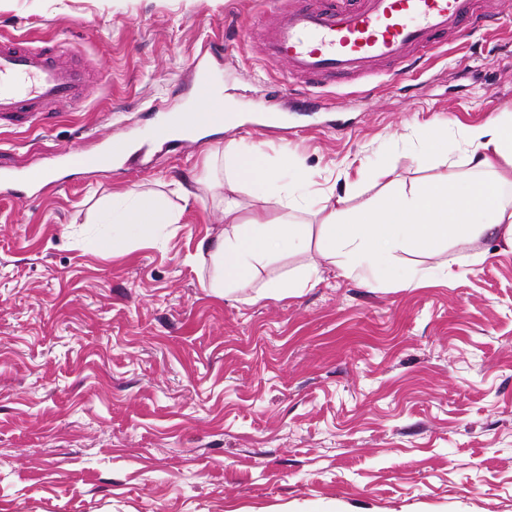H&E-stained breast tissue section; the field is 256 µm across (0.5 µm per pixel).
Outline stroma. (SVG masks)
Instances as JSON below:
<instances>
[{
  "label": "stroma",
  "instance_id": "obj_1",
  "mask_svg": "<svg viewBox=\"0 0 512 512\" xmlns=\"http://www.w3.org/2000/svg\"><path fill=\"white\" fill-rule=\"evenodd\" d=\"M270 7L0 0V40L67 41L90 75L43 124L0 123V172L63 177L40 196L0 186V512H512V247L486 234L345 276L310 212L303 250L271 254L222 297L199 251L224 231V166L207 162L231 141L351 207L446 174L470 129L512 113V0L497 35L307 103L298 81L279 95L285 69L262 53ZM228 22L253 39L230 38L211 72L224 124L161 148L165 113L192 104L196 53ZM259 112L280 128L257 127ZM115 136L144 147L142 167L65 166ZM127 190L179 223L133 241L112 221ZM314 267V287L266 297Z\"/></svg>",
  "mask_w": 512,
  "mask_h": 512
}]
</instances>
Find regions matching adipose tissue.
<instances>
[{"label": "adipose tissue", "mask_w": 512, "mask_h": 512, "mask_svg": "<svg viewBox=\"0 0 512 512\" xmlns=\"http://www.w3.org/2000/svg\"><path fill=\"white\" fill-rule=\"evenodd\" d=\"M466 139L472 146L466 154L469 180L452 172L435 182L398 188L358 209L320 200L324 218L319 248L327 263L350 274L358 266L377 265L382 255L405 246L424 251L487 233L502 237L512 247V207L501 201L498 184L491 178L498 162L512 165V113H501L490 123L471 129ZM223 159L231 170V188L264 174L287 215L276 222H242L237 217L238 202L225 199L224 234L203 247L214 267L209 286L218 296L247 281L256 262L273 252L301 247L306 226L291 220L290 215L310 208L301 186L265 173L258 152L230 143L224 147ZM121 198L124 206L113 214L112 221L129 225L135 240L153 239L161 225L179 221L178 213L148 193L128 191Z\"/></svg>", "instance_id": "1"}]
</instances>
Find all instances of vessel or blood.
Segmentation results:
<instances>
[{"mask_svg": "<svg viewBox=\"0 0 512 512\" xmlns=\"http://www.w3.org/2000/svg\"><path fill=\"white\" fill-rule=\"evenodd\" d=\"M266 28L262 51L285 65L290 78H306L321 89L384 64L403 74L417 54L448 35L495 25L474 0H279ZM197 89L211 116L224 113L213 95L206 67L195 61ZM84 74L59 45L35 49L27 42H0V121L38 122L54 104L76 102Z\"/></svg>", "mask_w": 512, "mask_h": 512, "instance_id": "vessel-or-blood-1", "label": "vessel or blood"}]
</instances>
